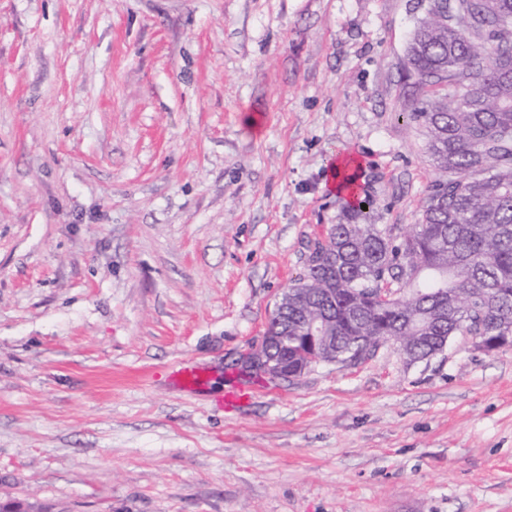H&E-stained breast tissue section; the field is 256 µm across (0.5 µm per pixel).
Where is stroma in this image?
<instances>
[{"label":"stroma","instance_id":"stroma-1","mask_svg":"<svg viewBox=\"0 0 512 512\" xmlns=\"http://www.w3.org/2000/svg\"><path fill=\"white\" fill-rule=\"evenodd\" d=\"M425 0H0V502L32 512H512V347L240 359L346 204L415 224ZM204 368L200 395L169 379ZM253 390L249 405L227 394Z\"/></svg>","mask_w":512,"mask_h":512}]
</instances>
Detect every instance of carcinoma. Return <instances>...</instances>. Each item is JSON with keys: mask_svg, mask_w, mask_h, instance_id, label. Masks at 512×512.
I'll return each mask as SVG.
<instances>
[{"mask_svg": "<svg viewBox=\"0 0 512 512\" xmlns=\"http://www.w3.org/2000/svg\"><path fill=\"white\" fill-rule=\"evenodd\" d=\"M405 54L436 178L412 230L367 221L356 195L315 238L288 285V316L272 317L274 350L307 354L303 326L331 324L329 354L359 365L402 336L407 362L447 337L512 336V0H429Z\"/></svg>", "mask_w": 512, "mask_h": 512, "instance_id": "cac0c4a2", "label": "carcinoma"}]
</instances>
